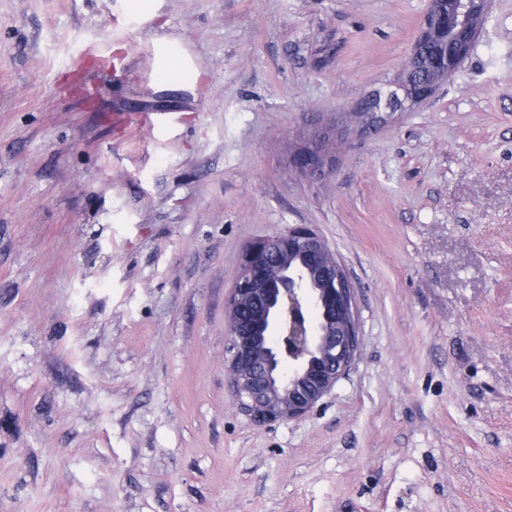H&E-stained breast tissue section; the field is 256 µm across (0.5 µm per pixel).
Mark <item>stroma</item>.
Masks as SVG:
<instances>
[{"mask_svg":"<svg viewBox=\"0 0 512 512\" xmlns=\"http://www.w3.org/2000/svg\"><path fill=\"white\" fill-rule=\"evenodd\" d=\"M156 6L0 0V512H512V0L370 130L429 0ZM318 142L325 175L293 168ZM292 224L344 264L361 345L260 426L225 300Z\"/></svg>","mask_w":512,"mask_h":512,"instance_id":"1","label":"stroma"}]
</instances>
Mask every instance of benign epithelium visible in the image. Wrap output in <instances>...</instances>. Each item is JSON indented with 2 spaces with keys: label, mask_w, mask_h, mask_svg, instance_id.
I'll return each mask as SVG.
<instances>
[{
  "label": "benign epithelium",
  "mask_w": 512,
  "mask_h": 512,
  "mask_svg": "<svg viewBox=\"0 0 512 512\" xmlns=\"http://www.w3.org/2000/svg\"><path fill=\"white\" fill-rule=\"evenodd\" d=\"M490 0H430L402 79L363 99V128L430 99L469 55ZM332 162L323 149L293 157L320 176ZM229 387L258 425L299 419L351 369L359 347L354 288L325 240L308 224L256 239L240 256L227 299Z\"/></svg>",
  "instance_id": "obj_1"
}]
</instances>
